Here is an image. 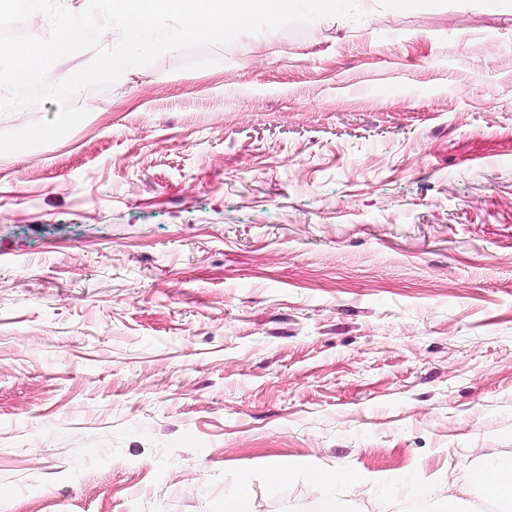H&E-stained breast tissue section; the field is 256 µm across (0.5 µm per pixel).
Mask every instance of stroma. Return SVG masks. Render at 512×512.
<instances>
[{
    "instance_id": "stroma-1",
    "label": "stroma",
    "mask_w": 512,
    "mask_h": 512,
    "mask_svg": "<svg viewBox=\"0 0 512 512\" xmlns=\"http://www.w3.org/2000/svg\"><path fill=\"white\" fill-rule=\"evenodd\" d=\"M169 53L0 154V512H424L512 457V0ZM272 461L294 464L271 482ZM312 478L320 485L326 488H335V485L342 484L352 488L367 485L376 482L378 479L364 477L353 473H336L333 475L323 472H312ZM250 477L240 474L237 478V490L224 497V512H252L248 493ZM420 494L428 501L438 505L437 512H459L458 501L455 497L445 496L440 489L435 486H423L419 490Z\"/></svg>"
}]
</instances>
